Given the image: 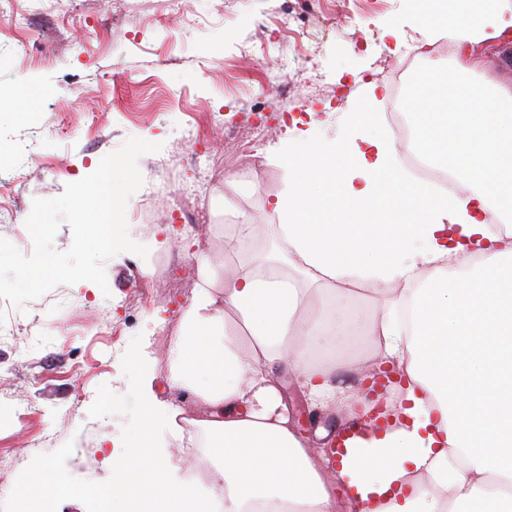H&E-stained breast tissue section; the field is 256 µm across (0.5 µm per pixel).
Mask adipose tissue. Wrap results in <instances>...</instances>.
<instances>
[{
	"label": "adipose tissue",
	"mask_w": 512,
	"mask_h": 512,
	"mask_svg": "<svg viewBox=\"0 0 512 512\" xmlns=\"http://www.w3.org/2000/svg\"><path fill=\"white\" fill-rule=\"evenodd\" d=\"M418 19L472 62L476 46L512 42L501 0H453L447 16L424 8ZM413 99L422 155L448 166L459 190L438 195L400 170L389 128L350 127L345 151L295 138L288 192L274 203L284 221L267 227L282 253L228 257L220 293L198 254L200 281L168 346L169 397L135 355L141 416L107 466L106 512H512V232L483 220L494 205L512 212V90L460 82L447 123L428 111L426 87ZM396 196L406 220L383 219ZM325 208L336 221L304 223ZM356 287L386 305L362 319L348 308ZM346 329L372 336L373 369H396L405 390L398 427L338 454L325 448L330 432L314 448L297 430L280 376L314 408L351 417L361 391L334 383L339 363L309 361ZM185 419L204 452L187 451ZM203 467L206 485L193 479Z\"/></svg>",
	"instance_id": "1"
}]
</instances>
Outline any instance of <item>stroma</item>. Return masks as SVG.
Returning <instances> with one entry per match:
<instances>
[{
	"label": "stroma",
	"mask_w": 512,
	"mask_h": 512,
	"mask_svg": "<svg viewBox=\"0 0 512 512\" xmlns=\"http://www.w3.org/2000/svg\"><path fill=\"white\" fill-rule=\"evenodd\" d=\"M32 27L28 52L15 51L23 31L16 9ZM326 35L284 30L280 0H0V167L16 178L12 200L25 222L37 198L60 196L66 185L96 170L127 139L160 144L140 157L142 186L127 209L132 240L147 257L123 252L105 264L107 289L90 281L61 285L15 311L14 338L0 345V451L23 460L16 481L39 498L42 512H93L87 490L103 488L101 462L87 464L90 444L122 457L123 426L138 416L131 354L146 347L160 397H167L168 337L198 282L195 257L169 270L175 241L155 236L159 224L181 228L173 194L188 197L197 222L189 240L210 242L224 261V227L236 214L278 223L271 200L288 190L277 156L295 135L281 115L299 109L317 139L347 142L359 120L367 132L389 127L391 78L412 61L410 82L428 80L443 92L462 62L428 41L414 0H325ZM264 124L262 150L225 157L224 130L252 134ZM198 153L217 160L210 171L186 166ZM157 288L146 306L128 302L140 277ZM125 319L121 336H95L98 316ZM282 393L295 425L321 446L318 429L335 430L336 408L312 411L290 375ZM68 480L53 495L39 481L56 471Z\"/></svg>",
	"instance_id": "35a3bbf8"
}]
</instances>
